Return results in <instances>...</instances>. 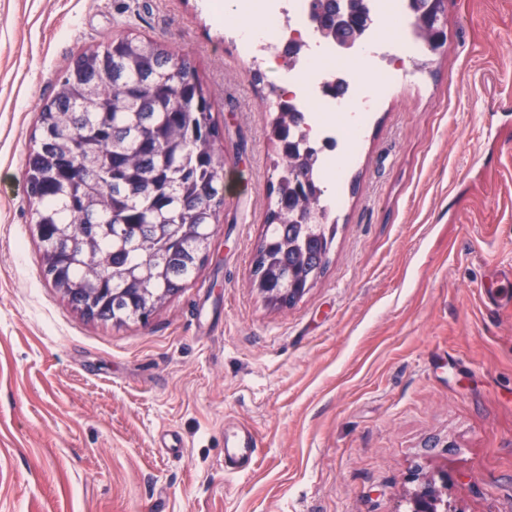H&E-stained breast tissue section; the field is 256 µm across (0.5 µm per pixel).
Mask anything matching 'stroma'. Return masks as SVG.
Here are the masks:
<instances>
[{
	"label": "stroma",
	"mask_w": 512,
	"mask_h": 512,
	"mask_svg": "<svg viewBox=\"0 0 512 512\" xmlns=\"http://www.w3.org/2000/svg\"><path fill=\"white\" fill-rule=\"evenodd\" d=\"M209 2L0 0V512H404L417 469L512 512V0H444L406 80L353 65L376 102L330 262L280 307L251 284L279 71L254 84ZM127 35L195 68L225 179L209 259L118 325L44 278L25 161L74 59ZM252 435L247 432L244 439L225 438L224 441V469L237 468L240 461L248 459L255 448Z\"/></svg>",
	"instance_id": "35a3bbf8"
}]
</instances>
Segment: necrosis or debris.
I'll use <instances>...</instances> for the list:
<instances>
[{
    "mask_svg": "<svg viewBox=\"0 0 512 512\" xmlns=\"http://www.w3.org/2000/svg\"><path fill=\"white\" fill-rule=\"evenodd\" d=\"M251 13L262 16L278 29V37L258 35L247 46L253 64L263 65L275 59L282 83L294 86L290 99L305 115V128L322 147L323 164H331L348 143L330 115L355 103L371 108L374 100L354 81L349 59L335 42L325 40L310 18L309 0H245ZM370 28L361 43L367 49L377 72L384 79L404 77L398 66L394 46H402L406 54L420 53L413 35L414 11L409 0H370ZM341 79L346 83L343 95L325 96L326 82Z\"/></svg>",
    "mask_w": 512,
    "mask_h": 512,
    "instance_id": "4bbe7bcc",
    "label": "necrosis or debris"
}]
</instances>
